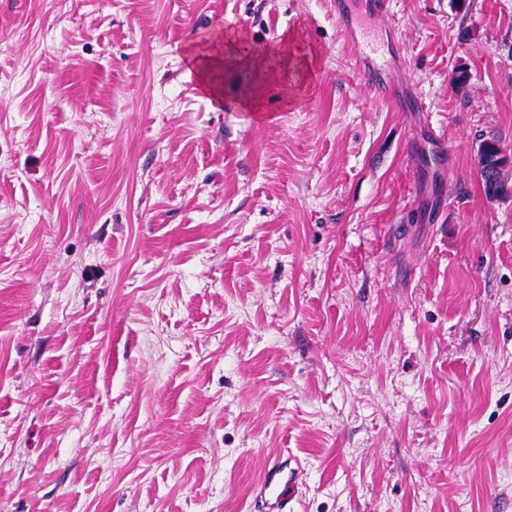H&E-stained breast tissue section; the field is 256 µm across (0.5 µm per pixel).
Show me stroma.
Masks as SVG:
<instances>
[{"instance_id":"obj_1","label":"stroma","mask_w":512,"mask_h":512,"mask_svg":"<svg viewBox=\"0 0 512 512\" xmlns=\"http://www.w3.org/2000/svg\"><path fill=\"white\" fill-rule=\"evenodd\" d=\"M326 0H0V512H512V0H392L370 100ZM312 66L296 104L187 58ZM445 132L451 160L435 149ZM188 60L195 65L200 72L202 89L215 99L222 101L224 99L223 90L216 86L209 78L211 69L222 63V56L220 54L210 57L191 55ZM263 96V86L258 82L252 83L247 87H239V92L234 101L235 105L258 112L259 102ZM479 146L478 167L485 195L488 197L490 189H493L495 199L508 196L509 191L506 186L508 183L505 176L500 172L489 170L482 163L483 156L490 155L498 146H501L500 140L494 136L488 137L482 140ZM303 472V463L295 455L282 453L270 459L251 491L254 506H261L258 512H294L288 504Z\"/></svg>"}]
</instances>
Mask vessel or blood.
I'll return each mask as SVG.
<instances>
[{
  "label": "vessel or blood",
  "mask_w": 512,
  "mask_h": 512,
  "mask_svg": "<svg viewBox=\"0 0 512 512\" xmlns=\"http://www.w3.org/2000/svg\"><path fill=\"white\" fill-rule=\"evenodd\" d=\"M329 4L341 37L354 49V67L370 92L381 100H395L392 61L383 56L371 28L372 23L386 22L391 0H329ZM303 472V463L295 455L282 453L270 459L251 491L260 512H289Z\"/></svg>",
  "instance_id": "1"
}]
</instances>
